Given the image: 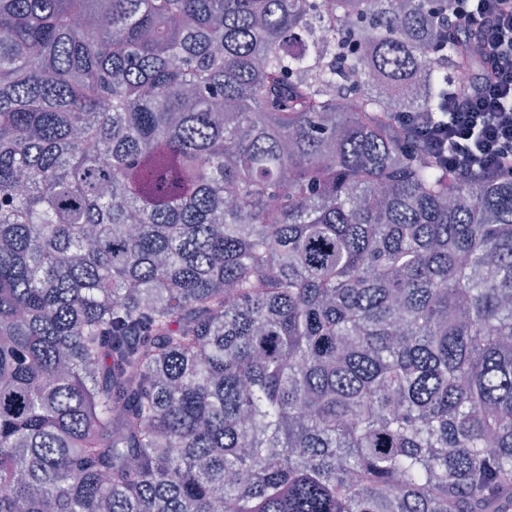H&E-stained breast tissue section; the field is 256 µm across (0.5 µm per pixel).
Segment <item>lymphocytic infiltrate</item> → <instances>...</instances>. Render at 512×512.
Instances as JSON below:
<instances>
[{
    "label": "lymphocytic infiltrate",
    "mask_w": 512,
    "mask_h": 512,
    "mask_svg": "<svg viewBox=\"0 0 512 512\" xmlns=\"http://www.w3.org/2000/svg\"><path fill=\"white\" fill-rule=\"evenodd\" d=\"M444 28L472 41L479 66L468 87L449 88L443 120L401 112L397 124L421 137L452 170L512 172V0H454Z\"/></svg>",
    "instance_id": "lymphocytic-infiltrate-1"
}]
</instances>
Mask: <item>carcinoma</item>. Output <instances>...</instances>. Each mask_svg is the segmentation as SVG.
I'll return each mask as SVG.
<instances>
[{
	"instance_id": "carcinoma-1",
	"label": "carcinoma",
	"mask_w": 512,
	"mask_h": 512,
	"mask_svg": "<svg viewBox=\"0 0 512 512\" xmlns=\"http://www.w3.org/2000/svg\"><path fill=\"white\" fill-rule=\"evenodd\" d=\"M448 0H0V512H512V175L421 152Z\"/></svg>"
}]
</instances>
